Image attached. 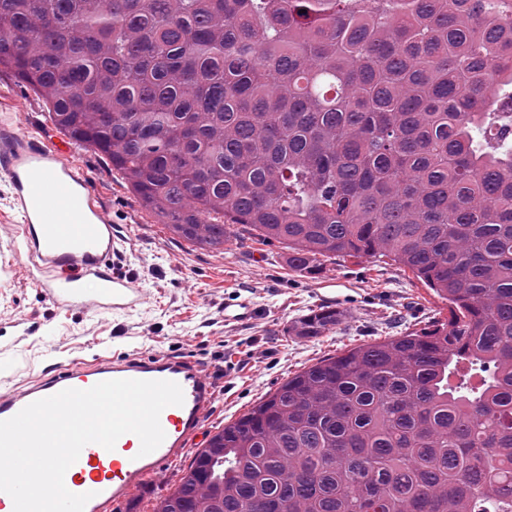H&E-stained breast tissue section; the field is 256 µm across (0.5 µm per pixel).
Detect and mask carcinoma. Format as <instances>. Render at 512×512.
Instances as JSON below:
<instances>
[{"label":"carcinoma","instance_id":"obj_1","mask_svg":"<svg viewBox=\"0 0 512 512\" xmlns=\"http://www.w3.org/2000/svg\"><path fill=\"white\" fill-rule=\"evenodd\" d=\"M2 68L176 236L448 301L288 378L154 512H512V0H0Z\"/></svg>","mask_w":512,"mask_h":512}]
</instances>
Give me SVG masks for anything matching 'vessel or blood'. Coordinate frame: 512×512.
<instances>
[{
  "label": "vessel or blood",
  "mask_w": 512,
  "mask_h": 512,
  "mask_svg": "<svg viewBox=\"0 0 512 512\" xmlns=\"http://www.w3.org/2000/svg\"><path fill=\"white\" fill-rule=\"evenodd\" d=\"M0 178L10 188L20 218L21 247L33 262L47 300L61 306L93 304L109 312L141 301L136 282L115 268L123 239L98 203L95 191L71 150L48 142L34 144L13 130V115L0 103ZM118 379L166 380L179 384L184 402L160 414L161 445L140 455V440L122 435L114 449L87 444L68 473L69 490L89 494L85 512H136L133 497L190 451L217 398L215 383L190 357L165 353L94 355L72 362L28 384L0 394V420L33 401L67 388L88 389Z\"/></svg>",
  "instance_id": "b4317fda"
}]
</instances>
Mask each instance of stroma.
I'll use <instances>...</instances> for the list:
<instances>
[{
  "label": "stroma",
  "mask_w": 512,
  "mask_h": 512,
  "mask_svg": "<svg viewBox=\"0 0 512 512\" xmlns=\"http://www.w3.org/2000/svg\"><path fill=\"white\" fill-rule=\"evenodd\" d=\"M1 92L13 104L17 132L43 142L53 128L44 99L8 70L0 72ZM74 155L125 238L118 269L138 282L142 301L119 313L45 301L28 278L18 218L0 183V392L104 349L187 354L217 386L215 409L196 440L202 448L293 373L364 341L427 327L448 311L386 257L325 259L316 271H295L282 244L255 243L239 225L223 249L191 244L155 221L105 157L79 147ZM240 297L253 302L251 321L225 322V303ZM329 307L340 320L327 335L294 334L304 316Z\"/></svg>",
  "instance_id": "obj_1"
}]
</instances>
